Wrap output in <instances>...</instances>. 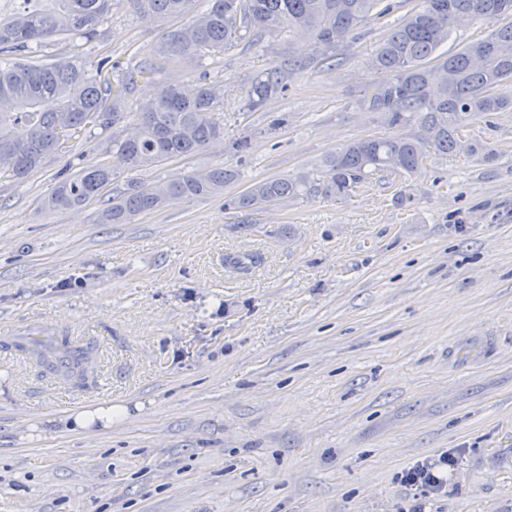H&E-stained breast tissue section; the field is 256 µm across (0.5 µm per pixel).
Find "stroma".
<instances>
[{"instance_id": "stroma-1", "label": "stroma", "mask_w": 512, "mask_h": 512, "mask_svg": "<svg viewBox=\"0 0 512 512\" xmlns=\"http://www.w3.org/2000/svg\"><path fill=\"white\" fill-rule=\"evenodd\" d=\"M419 0L369 18L322 62L295 35L181 61L185 92L224 86V139L147 179L224 167L223 195L97 223L98 202L44 210L61 176L99 161V130L20 184L0 181V512H399L405 468L457 467L426 512H512V112L469 126L492 158L438 156L352 197L282 202L238 225L225 196L319 174L337 148L404 136L358 104L370 61ZM167 22L126 7L80 40L84 59L154 63ZM304 67L265 109L258 72ZM248 138L251 147L232 144ZM262 253L242 274L229 254ZM95 342V386L40 376L6 346L33 323ZM129 404L110 432L30 424Z\"/></svg>"}]
</instances>
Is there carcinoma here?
I'll return each mask as SVG.
<instances>
[{"label":"carcinoma","instance_id":"1","mask_svg":"<svg viewBox=\"0 0 512 512\" xmlns=\"http://www.w3.org/2000/svg\"><path fill=\"white\" fill-rule=\"evenodd\" d=\"M51 7H25L0 18V180L23 182L48 158L93 128L105 133L103 154L130 169L148 171L169 159L184 158L224 140V86L202 84L188 97L168 85L139 112H128V95L141 81L163 77L152 63L123 69L107 59L77 60L79 53L50 63L30 58L45 44L68 37L89 39L112 11L124 4L147 22L191 15L188 24L163 36L160 53L169 62L217 56L255 33L278 37L300 33L313 41L323 61L336 57L348 34L381 0H48ZM481 18L504 20L451 56L437 53L450 31ZM383 75L365 85L361 103L379 112L389 126L404 125V138L386 135L350 142L325 161L326 179L307 175L270 178L225 197L224 205L246 216L243 227L269 207L316 194L347 198L380 172H421L434 156L468 157L482 146L464 129L497 112H512V0H421L384 37L370 62ZM301 66H274L257 74L246 90L245 107L256 111L288 89ZM235 174L222 167L188 171L163 180H131L112 189L99 224H129L136 217L175 203L224 193ZM112 167L88 163L75 177L61 179L43 200L45 209H75L105 198ZM263 262L259 253L224 258V265L247 272ZM11 346L29 355L41 372L65 371L77 388L94 384V344L66 333L42 345L17 338Z\"/></svg>","mask_w":512,"mask_h":512}]
</instances>
